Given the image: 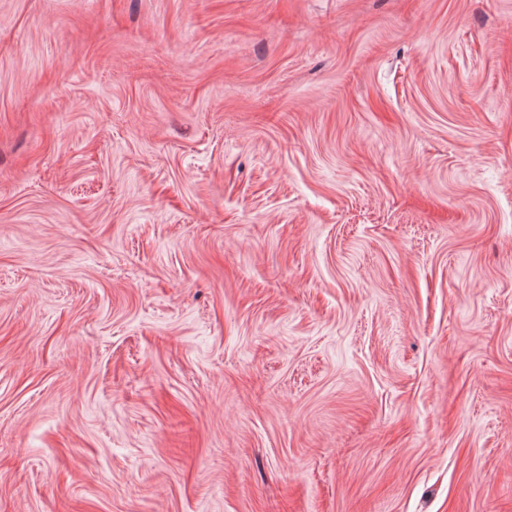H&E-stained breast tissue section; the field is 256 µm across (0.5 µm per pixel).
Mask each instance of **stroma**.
I'll return each instance as SVG.
<instances>
[{"instance_id": "obj_1", "label": "stroma", "mask_w": 512, "mask_h": 512, "mask_svg": "<svg viewBox=\"0 0 512 512\" xmlns=\"http://www.w3.org/2000/svg\"><path fill=\"white\" fill-rule=\"evenodd\" d=\"M0 512H512V0H0Z\"/></svg>"}]
</instances>
